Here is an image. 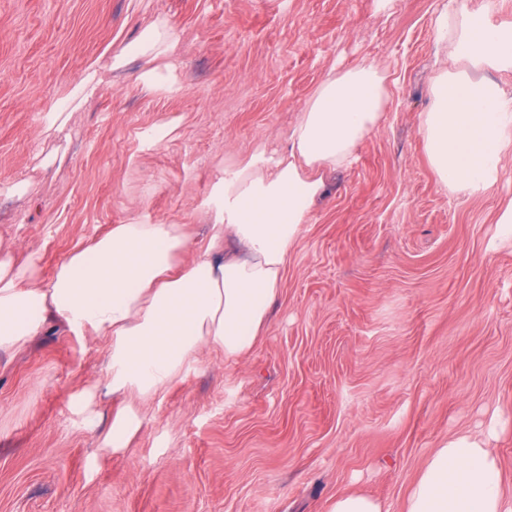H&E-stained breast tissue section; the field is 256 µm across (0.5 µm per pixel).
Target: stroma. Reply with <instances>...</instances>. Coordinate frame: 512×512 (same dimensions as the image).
Here are the masks:
<instances>
[{"instance_id":"stroma-1","label":"stroma","mask_w":512,"mask_h":512,"mask_svg":"<svg viewBox=\"0 0 512 512\" xmlns=\"http://www.w3.org/2000/svg\"><path fill=\"white\" fill-rule=\"evenodd\" d=\"M450 0H0V244L50 279L73 249L138 211L206 248L220 168L285 150L331 70L377 64L381 126L327 189L289 255L269 322L235 359L203 349L141 402L123 448L104 440L107 343L50 322L0 352V512H328L362 493L404 512L429 453L484 439L512 495V243L488 244L512 202V155L492 192L443 188L420 119L449 65L434 19ZM178 38L175 93L140 62L110 74L67 129L41 117L108 45L155 18ZM178 120L148 146V130ZM61 164L41 172L51 148Z\"/></svg>"}]
</instances>
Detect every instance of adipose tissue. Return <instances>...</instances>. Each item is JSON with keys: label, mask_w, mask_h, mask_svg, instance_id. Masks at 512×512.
Listing matches in <instances>:
<instances>
[{"label": "adipose tissue", "mask_w": 512, "mask_h": 512, "mask_svg": "<svg viewBox=\"0 0 512 512\" xmlns=\"http://www.w3.org/2000/svg\"><path fill=\"white\" fill-rule=\"evenodd\" d=\"M496 9V0H483L478 9L462 5L438 15V37L449 41L459 66L436 74L420 121L439 182L470 196L491 191L512 154V95L481 77L485 70H512V26L494 22ZM175 48V32L163 17L131 42L106 47L107 64L85 68L62 105L45 114V136L61 134L107 73L129 59L142 61L139 79L147 88L175 90L166 63ZM387 102L377 65L329 72L301 106L287 152L259 147L222 170L205 203L210 247L195 256L187 254L184 225L161 224L142 212L72 250L47 281L35 260L20 263L0 249V350L22 348L57 317L74 335L109 341L113 394L147 399L190 370L202 348L228 358L247 352L266 322L288 255L325 192L323 172L351 163ZM228 232L245 257H212L211 247ZM502 486L501 466L485 441L458 434L429 454L405 512H512Z\"/></svg>", "instance_id": "obj_1"}]
</instances>
